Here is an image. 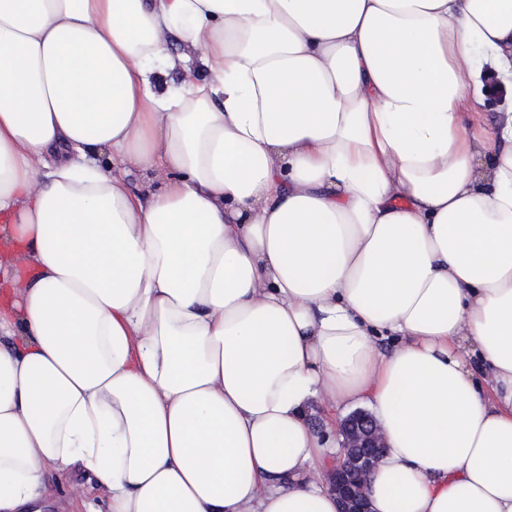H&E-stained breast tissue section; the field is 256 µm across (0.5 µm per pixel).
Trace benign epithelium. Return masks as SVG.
I'll use <instances>...</instances> for the list:
<instances>
[{
	"instance_id": "obj_1",
	"label": "benign epithelium",
	"mask_w": 512,
	"mask_h": 512,
	"mask_svg": "<svg viewBox=\"0 0 512 512\" xmlns=\"http://www.w3.org/2000/svg\"><path fill=\"white\" fill-rule=\"evenodd\" d=\"M340 452L325 469L326 484L338 502V512H371L364 491L386 441L373 415L366 410L348 414L339 424Z\"/></svg>"
}]
</instances>
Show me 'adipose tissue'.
<instances>
[{"instance_id":"1","label":"adipose tissue","mask_w":512,"mask_h":512,"mask_svg":"<svg viewBox=\"0 0 512 512\" xmlns=\"http://www.w3.org/2000/svg\"><path fill=\"white\" fill-rule=\"evenodd\" d=\"M317 403L512 512V0H0V512H337ZM89 485L86 478L81 474H75L67 482L57 483L55 479H50L43 511L47 512H68L67 504L74 497L82 496L85 493L88 500L92 502L93 511L106 512L107 501L103 496L89 491Z\"/></svg>"}]
</instances>
